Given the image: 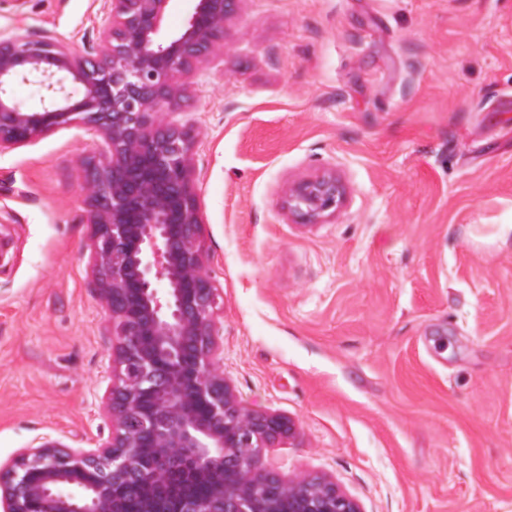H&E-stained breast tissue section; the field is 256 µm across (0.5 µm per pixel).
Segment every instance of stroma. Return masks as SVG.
I'll return each instance as SVG.
<instances>
[{
	"instance_id": "1",
	"label": "stroma",
	"mask_w": 512,
	"mask_h": 512,
	"mask_svg": "<svg viewBox=\"0 0 512 512\" xmlns=\"http://www.w3.org/2000/svg\"><path fill=\"white\" fill-rule=\"evenodd\" d=\"M109 0H0L92 53ZM171 120L194 147L224 375L292 434L265 460L362 512H512V0H233ZM71 126L0 152V462L112 433V314ZM330 174L336 214L288 211ZM343 199L344 189L336 177L322 175L301 182L289 190L288 211L301 223H316L336 213Z\"/></svg>"
}]
</instances>
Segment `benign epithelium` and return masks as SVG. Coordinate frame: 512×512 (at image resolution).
<instances>
[{"instance_id":"7a95c632","label":"benign epithelium","mask_w":512,"mask_h":512,"mask_svg":"<svg viewBox=\"0 0 512 512\" xmlns=\"http://www.w3.org/2000/svg\"><path fill=\"white\" fill-rule=\"evenodd\" d=\"M97 50L62 41L0 39V152L81 123L101 135L87 164L90 257L117 337L107 408L112 436L93 449L41 436L0 464V512H361L329 481L287 480L264 452L293 431L250 412L224 379L206 273L192 149L199 132L165 120L186 80L224 39L230 0H196L169 36V0H109ZM36 79L32 110L13 86ZM344 189L322 175L289 190L288 211L316 223ZM210 486L197 496L192 486Z\"/></svg>"}]
</instances>
